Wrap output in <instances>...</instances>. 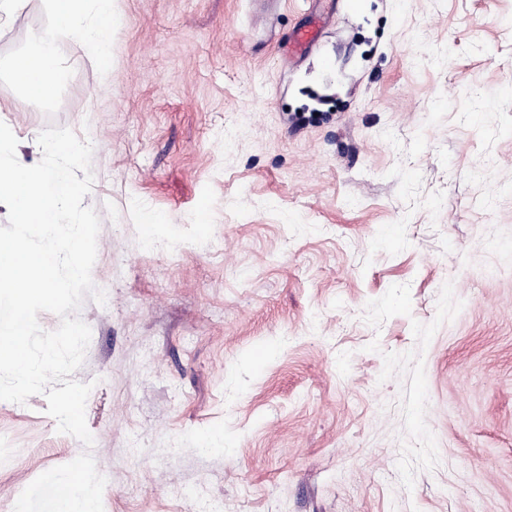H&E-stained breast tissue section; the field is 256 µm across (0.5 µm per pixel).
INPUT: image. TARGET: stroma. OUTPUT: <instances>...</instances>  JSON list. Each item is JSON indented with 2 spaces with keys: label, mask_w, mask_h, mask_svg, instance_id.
Here are the masks:
<instances>
[{
  "label": "stroma",
  "mask_w": 512,
  "mask_h": 512,
  "mask_svg": "<svg viewBox=\"0 0 512 512\" xmlns=\"http://www.w3.org/2000/svg\"><path fill=\"white\" fill-rule=\"evenodd\" d=\"M114 13L111 81L66 33L45 105L11 66L49 0L0 9V122L28 158L51 126L91 144L111 294L77 311L93 446L44 395L0 401V512H44L76 459L100 512H196L189 486L224 512H512V0ZM327 16L313 17L288 35V51L293 57H301L319 38Z\"/></svg>",
  "instance_id": "obj_1"
}]
</instances>
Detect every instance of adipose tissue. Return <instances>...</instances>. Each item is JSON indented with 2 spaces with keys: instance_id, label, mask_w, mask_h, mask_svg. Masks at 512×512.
I'll list each match as a JSON object with an SVG mask.
<instances>
[{
  "instance_id": "1",
  "label": "adipose tissue",
  "mask_w": 512,
  "mask_h": 512,
  "mask_svg": "<svg viewBox=\"0 0 512 512\" xmlns=\"http://www.w3.org/2000/svg\"><path fill=\"white\" fill-rule=\"evenodd\" d=\"M97 20L84 17L83 0H52L54 21L58 28L81 32L93 47L102 78H110L109 64L113 0H93ZM12 76L28 102L52 99L59 85V60L56 52L42 48L36 53L17 58L12 65ZM100 475L91 466L74 468L70 477L53 481L45 501L44 512H98Z\"/></svg>"
}]
</instances>
